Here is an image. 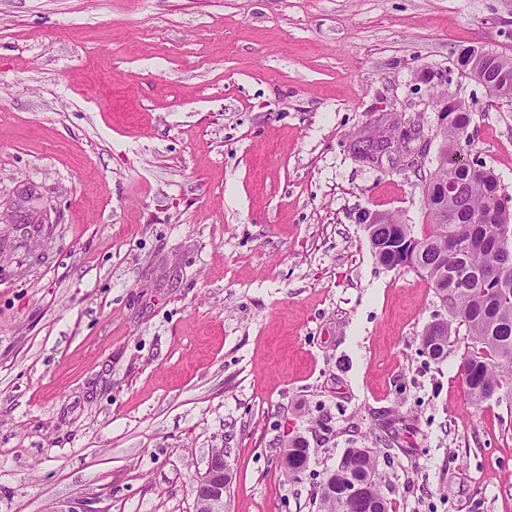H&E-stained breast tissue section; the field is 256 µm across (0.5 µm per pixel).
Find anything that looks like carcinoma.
Listing matches in <instances>:
<instances>
[{
    "label": "carcinoma",
    "instance_id": "cac0c4a2",
    "mask_svg": "<svg viewBox=\"0 0 512 512\" xmlns=\"http://www.w3.org/2000/svg\"><path fill=\"white\" fill-rule=\"evenodd\" d=\"M502 93L499 101L512 103V57L498 55L493 67ZM452 120L445 127L442 149L453 154L469 143L470 113L456 104ZM451 180L458 192L440 206L441 184ZM430 217V231L415 237L407 224L393 216L381 224L367 225L370 241L380 247L374 251L387 267L408 265L426 279L447 306L446 332L432 335L425 330L423 352L434 361L448 356L457 326H465L474 341L473 351L462 362L471 376L462 378L464 390L474 403H482L508 383L512 376V211L505 205L502 188L494 172L481 164L478 170L454 167L437 169L424 179ZM386 449L350 448L334 467L336 483L348 479L364 480L369 501L386 500L379 457L391 458V442ZM308 447L302 441L288 455V477L301 474L309 463ZM317 512H354L339 497L320 492L315 497Z\"/></svg>",
    "mask_w": 512,
    "mask_h": 512
}]
</instances>
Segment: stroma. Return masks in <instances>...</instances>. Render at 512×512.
<instances>
[{"mask_svg": "<svg viewBox=\"0 0 512 512\" xmlns=\"http://www.w3.org/2000/svg\"><path fill=\"white\" fill-rule=\"evenodd\" d=\"M470 48L512 56V0H0V199L53 206L29 255L0 224V512H195L216 448L226 512H314L389 420L393 512H512V383L467 398L464 331L423 354L445 308L361 221L427 232L449 98L512 208ZM392 121L415 165L360 157ZM295 439L285 442L282 448V460L284 463L288 461V468L284 467L283 470L290 478H295L301 474L307 468L310 459L308 447L300 440L293 446L295 448L293 452L288 455V447Z\"/></svg>", "mask_w": 512, "mask_h": 512, "instance_id": "obj_1", "label": "stroma"}]
</instances>
